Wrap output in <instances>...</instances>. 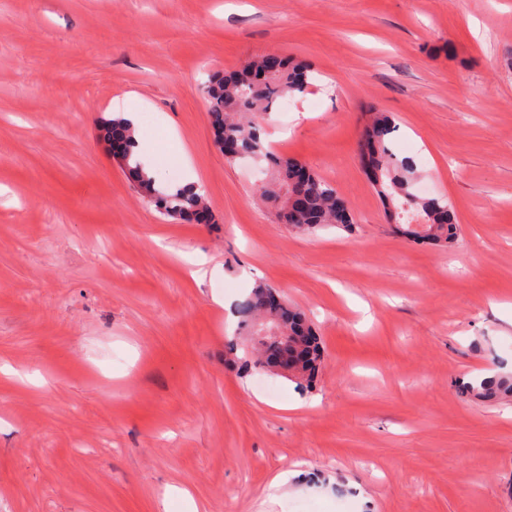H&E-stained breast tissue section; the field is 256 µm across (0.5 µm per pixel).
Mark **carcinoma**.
Returning a JSON list of instances; mask_svg holds the SVG:
<instances>
[{
    "label": "carcinoma",
    "mask_w": 512,
    "mask_h": 512,
    "mask_svg": "<svg viewBox=\"0 0 512 512\" xmlns=\"http://www.w3.org/2000/svg\"><path fill=\"white\" fill-rule=\"evenodd\" d=\"M312 70L288 55L280 56L278 69L271 73L265 56L244 62L239 69L211 78L207 87L208 119L216 141L230 140L240 157L267 164L271 182L263 186L261 197L273 209L279 222L299 233L309 234L325 226L349 229L350 209L336 188L313 172L292 186L302 161L275 154L265 142V124L279 98L303 93L311 85ZM109 140L119 141L124 150L120 162L141 195L166 217L184 222H200L210 216L203 195L186 186H156L141 162L133 155L134 129L121 118L104 123ZM395 124L384 112L372 110L359 148L370 170V180L382 197L386 215L399 231L416 242L448 245L456 227L448 199L422 197L416 188L421 175L408 158L398 159L390 143ZM272 287L258 283L237 308L239 334L249 337L245 350L246 368L276 372L278 342L261 338L257 327L266 325L275 335L288 337L297 351V360L288 378L312 386L324 360L319 337L305 315L290 304L269 306L266 297ZM463 394L479 401L511 400L512 376L482 378L463 387Z\"/></svg>",
    "instance_id": "cac0c4a2"
}]
</instances>
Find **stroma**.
Returning a JSON list of instances; mask_svg holds the SVG:
<instances>
[{
  "mask_svg": "<svg viewBox=\"0 0 512 512\" xmlns=\"http://www.w3.org/2000/svg\"><path fill=\"white\" fill-rule=\"evenodd\" d=\"M266 52L314 70L266 139L353 230L277 223L264 165L215 144L204 82ZM121 108L214 223L136 190ZM372 108L452 245L387 221L357 159ZM259 282L312 318L315 388L229 363ZM510 373L512 0H0V512H512V403L459 392Z\"/></svg>",
  "mask_w": 512,
  "mask_h": 512,
  "instance_id": "35a3bbf8",
  "label": "stroma"
}]
</instances>
